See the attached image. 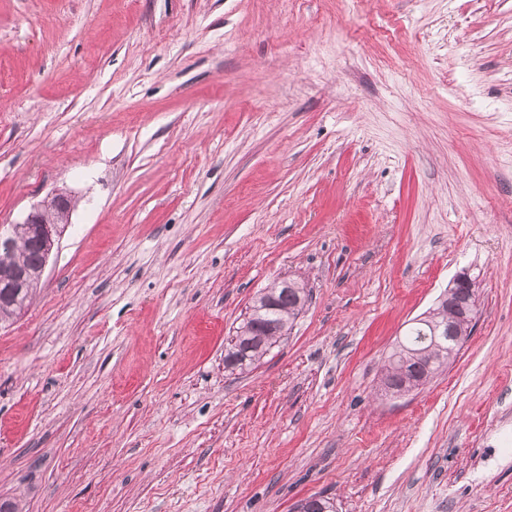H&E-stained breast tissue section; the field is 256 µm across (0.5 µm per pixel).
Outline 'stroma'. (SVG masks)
Here are the masks:
<instances>
[{
    "label": "stroma",
    "instance_id": "obj_1",
    "mask_svg": "<svg viewBox=\"0 0 512 512\" xmlns=\"http://www.w3.org/2000/svg\"><path fill=\"white\" fill-rule=\"evenodd\" d=\"M57 189L0 329V499L512 512V0H0V225ZM464 268L457 357L383 397ZM283 278L291 333L225 368ZM37 291V284L28 288V292L20 291L12 296L2 299V290L0 289V325L7 324L19 316L28 308Z\"/></svg>",
    "mask_w": 512,
    "mask_h": 512
}]
</instances>
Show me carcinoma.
<instances>
[{
  "label": "carcinoma",
  "instance_id": "carcinoma-1",
  "mask_svg": "<svg viewBox=\"0 0 512 512\" xmlns=\"http://www.w3.org/2000/svg\"><path fill=\"white\" fill-rule=\"evenodd\" d=\"M36 291L37 285L34 284L26 292L22 290L12 296L0 298V325L13 321L24 312ZM307 300L308 292L303 288H290L286 292L280 290L273 304H262L249 312L239 326L242 339L230 342L224 355V364L231 366L230 359L236 353L246 359V363L238 365L240 370L260 361L270 349L268 333L275 332L280 338L287 335ZM430 335L427 323H419L408 331L389 357L387 373L382 376L385 385L395 387L405 382H417L424 377L428 379L457 356L459 348L454 345L447 346L446 351L441 354L432 349Z\"/></svg>",
  "mask_w": 512,
  "mask_h": 512
}]
</instances>
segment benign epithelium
<instances>
[{
  "label": "benign epithelium",
  "instance_id": "benign-epithelium-1",
  "mask_svg": "<svg viewBox=\"0 0 512 512\" xmlns=\"http://www.w3.org/2000/svg\"><path fill=\"white\" fill-rule=\"evenodd\" d=\"M73 209L72 199L61 193L54 192L47 196L37 207L33 208L23 224L27 232L20 238L14 233L0 234V267L4 274H0V288H22L25 286V274L17 273L11 279H3V275L9 274L19 266V255L23 252L25 244L31 239L36 240L44 253V259L49 256L55 245L59 243L63 228L69 223ZM464 286L470 290L477 288V283L472 279L469 270L464 269L456 274L448 293L442 295L438 304L444 310V318L440 322L430 324L433 336H451L456 344L460 345L463 338L455 332V319L457 312L462 308L455 296L454 289Z\"/></svg>",
  "mask_w": 512,
  "mask_h": 512
}]
</instances>
